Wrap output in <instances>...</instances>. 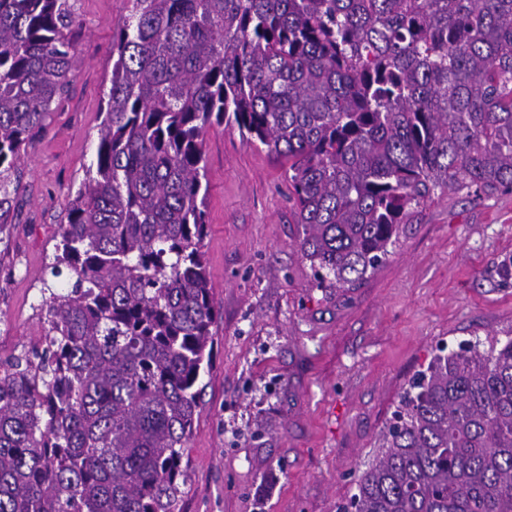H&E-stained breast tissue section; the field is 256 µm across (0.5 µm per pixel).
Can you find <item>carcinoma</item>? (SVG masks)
Returning <instances> with one entry per match:
<instances>
[{"label":"carcinoma","mask_w":512,"mask_h":512,"mask_svg":"<svg viewBox=\"0 0 512 512\" xmlns=\"http://www.w3.org/2000/svg\"><path fill=\"white\" fill-rule=\"evenodd\" d=\"M67 0H0L5 174L62 99ZM88 169L58 225L44 336L0 360V512H180L218 309L205 134L288 165L299 249L352 288L434 196L512 190V0H132ZM436 355L354 512H512V338Z\"/></svg>","instance_id":"obj_1"}]
</instances>
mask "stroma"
Returning a JSON list of instances; mask_svg holds the SVG:
<instances>
[{"label": "stroma", "mask_w": 512, "mask_h": 512, "mask_svg": "<svg viewBox=\"0 0 512 512\" xmlns=\"http://www.w3.org/2000/svg\"><path fill=\"white\" fill-rule=\"evenodd\" d=\"M69 87L18 163L0 252V359L43 335L53 237L96 160L112 42L130 0H68ZM204 250L221 313L187 449L181 512H337L438 344L512 330V191L428 201L393 254L350 290L317 287L299 250L288 176L237 127L205 135Z\"/></svg>", "instance_id": "35a3bbf8"}]
</instances>
